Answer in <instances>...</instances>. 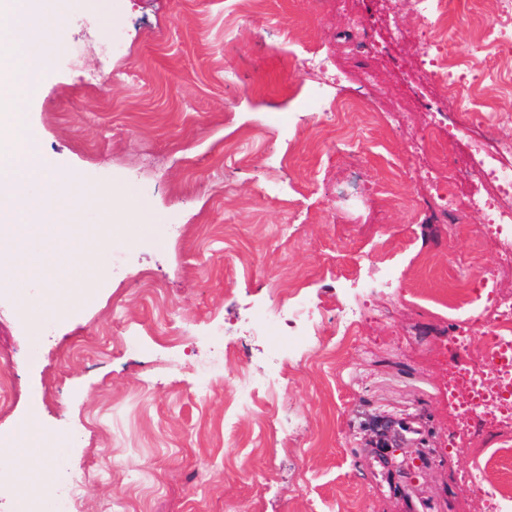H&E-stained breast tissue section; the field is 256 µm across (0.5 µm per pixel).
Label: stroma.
I'll list each match as a JSON object with an SVG mask.
<instances>
[{
	"label": "stroma",
	"mask_w": 512,
	"mask_h": 512,
	"mask_svg": "<svg viewBox=\"0 0 512 512\" xmlns=\"http://www.w3.org/2000/svg\"><path fill=\"white\" fill-rule=\"evenodd\" d=\"M62 45L24 98L37 155L127 210L102 251L91 301L31 335L23 307L38 285L0 291V434L28 417L61 442L45 464L58 483L104 464L77 506L47 512H484L456 475L471 456L451 447L439 399L437 352L465 313L434 302L464 287L460 259L496 267V247L462 212L460 232L434 222L430 193L406 175L411 142L429 115L403 122L396 93L447 104L423 75L420 43L387 39L398 0H66ZM498 17L491 0H459L440 39L465 73L464 92L487 112H512V42L474 43ZM346 73L328 104L356 97L341 118L351 151L317 133L300 102L306 51ZM375 85L361 82L372 66ZM100 75V84L85 82ZM512 138V124L446 139L449 167ZM391 269L392 287L342 289L347 265ZM299 289L320 309L319 341L275 350L256 308ZM364 306L357 335L336 313ZM446 361L458 358L444 352ZM277 379L251 409H235L237 376ZM414 429L415 459L394 495L380 434L386 420Z\"/></svg>",
	"instance_id": "obj_1"
}]
</instances>
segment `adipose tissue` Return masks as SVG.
<instances>
[{
	"label": "adipose tissue",
	"mask_w": 512,
	"mask_h": 512,
	"mask_svg": "<svg viewBox=\"0 0 512 512\" xmlns=\"http://www.w3.org/2000/svg\"><path fill=\"white\" fill-rule=\"evenodd\" d=\"M0 8L22 18L11 39L16 55L25 65L28 80L36 81L49 48L58 43L64 12L58 5L45 7L44 0H0ZM51 453V448L43 447L38 423L32 418L20 429L11 446L0 449V463L23 471L30 491L48 502L54 495L55 476L43 467L42 460Z\"/></svg>",
	"instance_id": "ef3b65f1"
}]
</instances>
